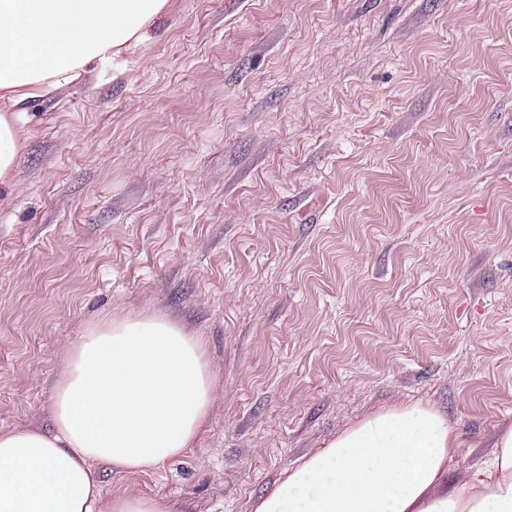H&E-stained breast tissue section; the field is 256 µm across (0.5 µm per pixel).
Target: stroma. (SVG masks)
I'll use <instances>...</instances> for the list:
<instances>
[{"label":"stroma","mask_w":512,"mask_h":512,"mask_svg":"<svg viewBox=\"0 0 512 512\" xmlns=\"http://www.w3.org/2000/svg\"><path fill=\"white\" fill-rule=\"evenodd\" d=\"M0 200V431L127 314L205 345L193 448L105 494L254 512L376 413L441 411L473 474L512 426V0H180L24 104Z\"/></svg>","instance_id":"obj_1"}]
</instances>
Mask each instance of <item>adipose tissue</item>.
I'll return each instance as SVG.
<instances>
[{
    "label": "adipose tissue",
    "mask_w": 512,
    "mask_h": 512,
    "mask_svg": "<svg viewBox=\"0 0 512 512\" xmlns=\"http://www.w3.org/2000/svg\"><path fill=\"white\" fill-rule=\"evenodd\" d=\"M175 0H0V197L19 186L20 104L135 52ZM49 431L0 432V512H165L103 496L99 465L145 473L195 443L214 393L201 341L162 315L88 328L63 356ZM437 409L375 414L287 471L255 512H512V428L481 474L447 478Z\"/></svg>",
    "instance_id": "obj_1"
}]
</instances>
